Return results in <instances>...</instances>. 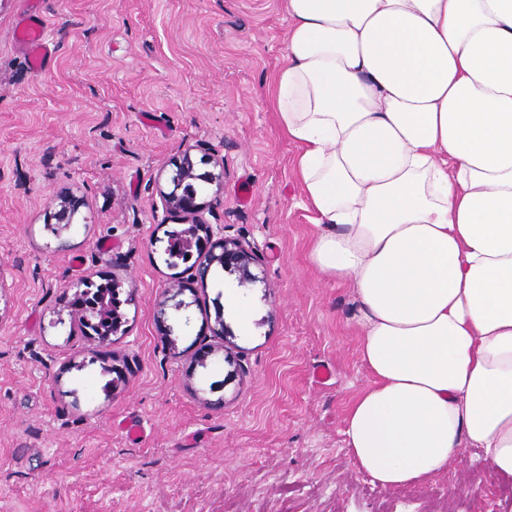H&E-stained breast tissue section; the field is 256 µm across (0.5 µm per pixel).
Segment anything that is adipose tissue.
I'll list each match as a JSON object with an SVG mask.
<instances>
[{"label": "adipose tissue", "instance_id": "adipose-tissue-1", "mask_svg": "<svg viewBox=\"0 0 512 512\" xmlns=\"http://www.w3.org/2000/svg\"><path fill=\"white\" fill-rule=\"evenodd\" d=\"M279 126L370 379L342 434L401 488L512 476V0H284Z\"/></svg>", "mask_w": 512, "mask_h": 512}]
</instances>
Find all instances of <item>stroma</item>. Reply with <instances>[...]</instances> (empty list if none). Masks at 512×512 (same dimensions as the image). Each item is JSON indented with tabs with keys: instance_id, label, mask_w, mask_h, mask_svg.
Returning a JSON list of instances; mask_svg holds the SVG:
<instances>
[{
	"instance_id": "stroma-1",
	"label": "stroma",
	"mask_w": 512,
	"mask_h": 512,
	"mask_svg": "<svg viewBox=\"0 0 512 512\" xmlns=\"http://www.w3.org/2000/svg\"><path fill=\"white\" fill-rule=\"evenodd\" d=\"M55 52L35 71L18 19ZM289 26L281 0H0V512H503L512 483L476 448L403 489L359 473L342 429L368 379L352 288L309 259L315 227L270 83ZM215 148V220L264 280L169 265L158 190L190 145ZM85 199L53 232L64 193ZM121 282L113 359L74 328L83 281ZM224 323V337L212 333ZM233 344L205 365V344ZM332 372L326 382L316 368ZM141 424L133 439L121 425Z\"/></svg>"
}]
</instances>
